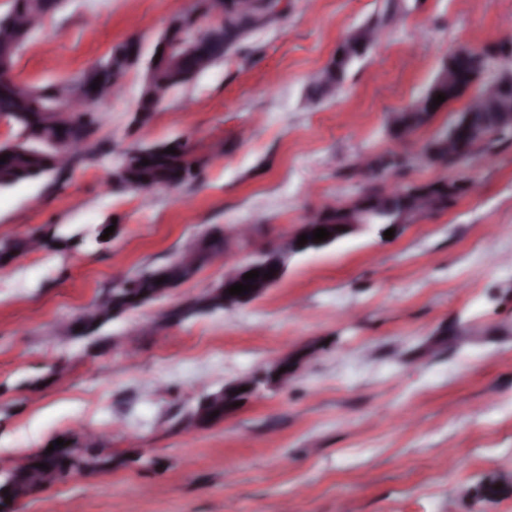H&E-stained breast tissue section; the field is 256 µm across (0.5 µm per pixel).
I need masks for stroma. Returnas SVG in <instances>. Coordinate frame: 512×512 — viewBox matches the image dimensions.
<instances>
[{"mask_svg": "<svg viewBox=\"0 0 512 512\" xmlns=\"http://www.w3.org/2000/svg\"><path fill=\"white\" fill-rule=\"evenodd\" d=\"M195 0H64L20 48L17 76L77 74L128 37L153 44ZM395 13L333 98L310 97L357 26ZM512 37V0H281L277 14L144 126L141 76L95 103L99 140L64 172L0 189V237L79 233L0 267V469L62 434L112 466L37 492L15 512H512V141L452 168L409 159L391 186L461 179L447 211L382 239L369 227L289 259L257 301L139 329L224 276L202 268L107 324L64 335L118 274L173 262L211 227L251 224L237 261L351 204L358 160L396 150L388 112L409 105L463 46ZM189 139L195 180L146 194L112 182L136 143ZM117 223L105 246L95 228ZM298 355V372L224 420L200 399ZM61 367L65 379L51 370Z\"/></svg>", "mask_w": 512, "mask_h": 512, "instance_id": "stroma-1", "label": "stroma"}]
</instances>
